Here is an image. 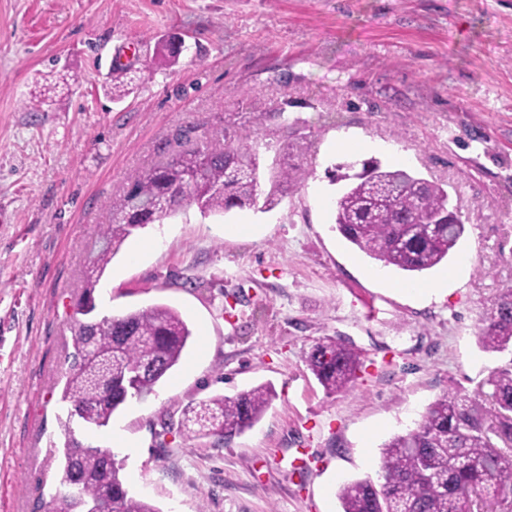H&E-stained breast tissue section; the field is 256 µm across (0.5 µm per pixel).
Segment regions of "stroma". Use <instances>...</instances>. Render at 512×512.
Wrapping results in <instances>:
<instances>
[{"mask_svg":"<svg viewBox=\"0 0 512 512\" xmlns=\"http://www.w3.org/2000/svg\"><path fill=\"white\" fill-rule=\"evenodd\" d=\"M172 36L183 51L160 62ZM103 52L140 76L121 101ZM282 107L293 127L259 146L260 179L290 144L307 175L278 205L184 207L129 236L100 277V315L165 304L193 338L154 394L114 415L134 450L113 448L111 428L76 438L113 448L130 493L161 512H339L340 484L377 477L385 442L512 359L477 341L512 284V0H0V512H47L58 484L73 304L113 197L183 132ZM342 138L447 184L465 224L448 262L410 274L340 235L326 171L353 159ZM443 279L444 293L404 290ZM327 336L360 354L351 393L327 394L306 366ZM266 382L277 397L251 430L182 435L190 401Z\"/></svg>","mask_w":512,"mask_h":512,"instance_id":"stroma-1","label":"stroma"}]
</instances>
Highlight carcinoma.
Here are the masks:
<instances>
[{
  "label": "carcinoma",
  "instance_id": "carcinoma-1",
  "mask_svg": "<svg viewBox=\"0 0 512 512\" xmlns=\"http://www.w3.org/2000/svg\"><path fill=\"white\" fill-rule=\"evenodd\" d=\"M260 129L225 123L220 139L184 136L186 147L135 180L112 201V221L103 226L92 251V272L99 278L133 231L194 205L204 216L233 208L270 209L280 188L305 171L289 153L275 162L270 188L260 196ZM199 176L188 184L186 175ZM330 182L345 187L335 201L339 233L368 257L407 272L422 273L444 260L465 231L448 188L376 158L362 167L341 163L327 171ZM96 281H89L74 304V314L96 308ZM80 349L65 375L60 400L82 408V423L101 429L128 398H145L179 364L192 331L174 308L157 304L120 317H102L85 334L71 326ZM488 352L512 351V286L493 298L478 328ZM308 369L329 394L344 393L360 365L358 353L334 337L315 341L306 353ZM474 395L446 392L432 402L417 427L383 446L380 482L351 480L337 497L341 512H478L512 494V359L491 372ZM276 398L261 384L228 397L192 402L182 410L180 430L189 440L227 439L252 428ZM72 419L62 422L66 441L59 465L70 467L80 483L74 495L65 484L50 500L49 512H160L129 494L122 466L108 449L84 445L74 437Z\"/></svg>",
  "mask_w": 512,
  "mask_h": 512
}]
</instances>
